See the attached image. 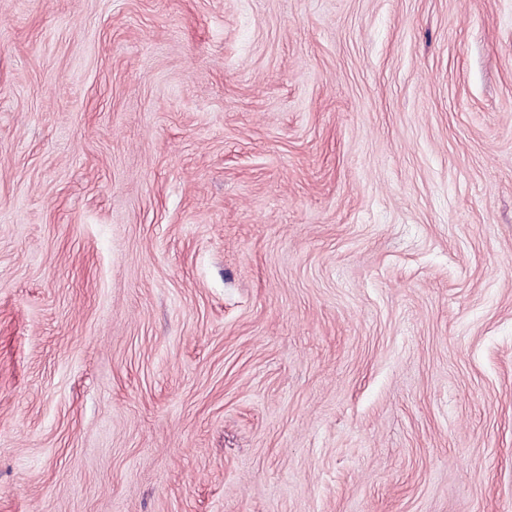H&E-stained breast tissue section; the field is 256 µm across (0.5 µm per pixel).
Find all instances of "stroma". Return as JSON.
I'll return each mask as SVG.
<instances>
[{
	"label": "stroma",
	"instance_id": "35a3bbf8",
	"mask_svg": "<svg viewBox=\"0 0 512 512\" xmlns=\"http://www.w3.org/2000/svg\"><path fill=\"white\" fill-rule=\"evenodd\" d=\"M0 512H512V0H0Z\"/></svg>",
	"mask_w": 512,
	"mask_h": 512
}]
</instances>
